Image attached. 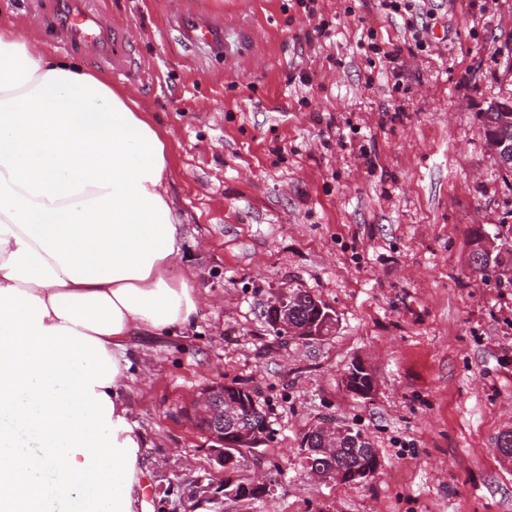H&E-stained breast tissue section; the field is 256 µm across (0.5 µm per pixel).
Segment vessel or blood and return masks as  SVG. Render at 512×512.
<instances>
[{"instance_id":"obj_1","label":"vessel or blood","mask_w":512,"mask_h":512,"mask_svg":"<svg viewBox=\"0 0 512 512\" xmlns=\"http://www.w3.org/2000/svg\"><path fill=\"white\" fill-rule=\"evenodd\" d=\"M65 19L59 27L61 41L67 46H79L94 62L103 63L112 57H130L127 45L115 43L112 29L95 12L88 0H64ZM184 42L202 49L221 48L226 29L207 12L183 13L177 19Z\"/></svg>"}]
</instances>
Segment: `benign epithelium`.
Returning a JSON list of instances; mask_svg holds the SVG:
<instances>
[{
    "instance_id": "obj_1",
    "label": "benign epithelium",
    "mask_w": 512,
    "mask_h": 512,
    "mask_svg": "<svg viewBox=\"0 0 512 512\" xmlns=\"http://www.w3.org/2000/svg\"><path fill=\"white\" fill-rule=\"evenodd\" d=\"M487 145L501 171L512 170V144L507 138L490 135ZM265 314L274 329L299 340H316L334 328L332 314L324 313L318 303L313 312L305 316L295 305V295L284 290L278 292L267 304ZM341 384L351 394L361 398L373 396L376 390L374 373L363 363L355 362L341 375ZM192 416L203 421L211 442L210 450L224 467V484L210 496L216 512H223V498L247 500L268 494L269 488L255 481L238 478L237 448L246 453L259 447L266 437L267 420L258 407L254 395L233 384H212L205 387L196 399ZM360 440L343 427L317 428L304 439L303 456L310 471L320 480L330 479L346 485H358L370 474L369 467L342 460L348 448H357Z\"/></svg>"
}]
</instances>
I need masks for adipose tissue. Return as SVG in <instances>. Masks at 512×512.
Listing matches in <instances>:
<instances>
[{
    "instance_id": "adipose-tissue-1",
    "label": "adipose tissue",
    "mask_w": 512,
    "mask_h": 512,
    "mask_svg": "<svg viewBox=\"0 0 512 512\" xmlns=\"http://www.w3.org/2000/svg\"><path fill=\"white\" fill-rule=\"evenodd\" d=\"M164 134L0 28V512H138L130 346L194 321Z\"/></svg>"
}]
</instances>
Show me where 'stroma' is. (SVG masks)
<instances>
[{
    "mask_svg": "<svg viewBox=\"0 0 512 512\" xmlns=\"http://www.w3.org/2000/svg\"><path fill=\"white\" fill-rule=\"evenodd\" d=\"M56 2L0 0V25L107 75L164 133L196 274L193 326L131 350L150 512L223 483L190 419L216 383L253 392L268 419L241 475L270 493L223 512H512L496 448L512 429V286L468 264L477 235L512 224V180L477 118L512 95V0H416L400 15L379 0H89L133 41L134 83L60 48ZM194 10L226 23L227 52L183 42L171 19ZM288 288L335 311L329 336L272 331L262 311ZM357 360L377 380L368 399L340 382ZM326 426L376 448L361 485L306 467L301 442Z\"/></svg>",
    "mask_w": 512,
    "mask_h": 512,
    "instance_id": "35a3bbf8",
    "label": "stroma"
}]
</instances>
